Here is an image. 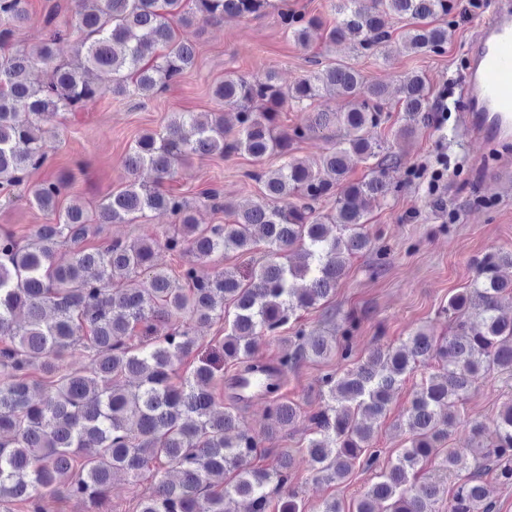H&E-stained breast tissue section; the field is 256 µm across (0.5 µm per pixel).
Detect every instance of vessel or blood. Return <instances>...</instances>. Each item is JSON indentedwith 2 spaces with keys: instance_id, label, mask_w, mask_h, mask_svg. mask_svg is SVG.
<instances>
[{
  "instance_id": "obj_1",
  "label": "vessel or blood",
  "mask_w": 512,
  "mask_h": 512,
  "mask_svg": "<svg viewBox=\"0 0 512 512\" xmlns=\"http://www.w3.org/2000/svg\"><path fill=\"white\" fill-rule=\"evenodd\" d=\"M458 120L472 143L512 138V0H492L468 47Z\"/></svg>"
}]
</instances>
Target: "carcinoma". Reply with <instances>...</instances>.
Returning <instances> with one entry per match:
<instances>
[{"mask_svg":"<svg viewBox=\"0 0 512 512\" xmlns=\"http://www.w3.org/2000/svg\"><path fill=\"white\" fill-rule=\"evenodd\" d=\"M271 0H76L65 27L47 21L32 48L0 54V192L19 185L30 170L42 167L52 151L42 123L60 112L95 105L103 95L149 97L177 81L195 63V46L176 35L174 25L222 22L226 16L258 17ZM458 8L455 0H337L338 20L321 29L315 19L280 12L288 37L303 48L322 31L325 47L349 41L354 49L379 50L388 41L391 19H444ZM28 19L26 0H0V46L13 28ZM72 39V57L57 60L55 46ZM413 53H438L448 43V28L412 25L403 33ZM316 70L283 88L272 72L244 77L226 74L213 90L218 111L199 118L180 112L161 133L142 135L125 158L129 179L89 211L80 205L59 208L64 181L42 180L27 187L30 203L53 216L23 245L0 233V501L25 503L41 512L44 495L95 502L121 472L137 481L155 482L139 512H232L227 502H245L244 512H305L291 488L294 455L281 450L268 467L254 461L267 453L263 443L293 425L297 408L283 400L282 384L266 388L267 430L259 435L239 427L231 381L224 385L229 404L213 390L216 368L203 359L190 372L177 366L199 347L194 325H225L221 350L236 372L257 369L258 343L280 333L300 310L318 309L336 293L349 258L384 250L369 232L364 202L391 193L387 167L397 162L390 146L366 137L384 121L388 88L370 81L355 67L328 55ZM41 67L45 80L29 72ZM97 71L112 73L111 86L97 84ZM328 88L351 101L345 112L320 109L305 126L285 128L280 112L290 102L311 106ZM398 102L408 118L398 130L405 137L413 122L429 112L424 77L400 79ZM236 111L237 130L224 128V109ZM339 141L316 165L294 155L312 133L330 128ZM245 153L257 161L276 156L279 166L249 177L261 198L239 209L230 201L214 204L233 216L229 224H198L190 203L163 188L183 161L218 154ZM375 160L361 182L336 193L352 160ZM150 168L155 185L134 179ZM336 198L328 213L320 200ZM149 212L174 219L165 240L172 252L192 259L171 274L156 267V242L116 240L105 249L84 246L96 224H131ZM69 242L72 256L55 262L56 247ZM265 260L245 276L224 270L198 275L196 264L215 252L249 253L258 244ZM512 251L490 253L478 262L470 287L452 295L443 312L448 336L417 329L395 348L376 349L351 361L350 320L341 336H325L298 327L285 341L274 369L285 377L302 362L336 353L348 362L341 372L320 378L324 404L309 415L312 437L299 449L318 477L341 482L356 464L373 467L379 457L370 444L368 421L384 414L404 376L435 360L406 411L408 446L375 474L354 512H436L447 491L448 476L473 468L448 500V512H494L482 476L495 474L512 484V399L497 418L495 441L474 448H446L449 429L476 381L492 373L512 377V319L499 314L512 281ZM126 281L122 288L112 280ZM160 322L169 325L153 336ZM84 348L88 368L71 371L64 355ZM137 380L128 391L120 379ZM436 475L420 481L424 464Z\"/></svg>","mask_w":512,"mask_h":512,"instance_id":"1","label":"carcinoma"}]
</instances>
